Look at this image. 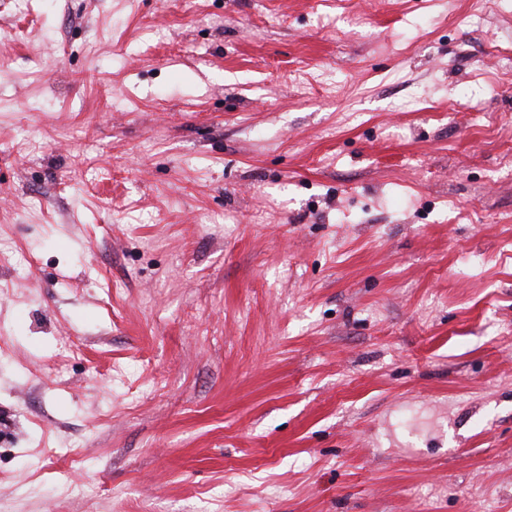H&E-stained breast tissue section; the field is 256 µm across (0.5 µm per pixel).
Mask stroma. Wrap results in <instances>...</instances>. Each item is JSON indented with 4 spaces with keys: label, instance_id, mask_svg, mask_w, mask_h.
<instances>
[{
    "label": "stroma",
    "instance_id": "stroma-1",
    "mask_svg": "<svg viewBox=\"0 0 512 512\" xmlns=\"http://www.w3.org/2000/svg\"><path fill=\"white\" fill-rule=\"evenodd\" d=\"M512 512V0H0V512Z\"/></svg>",
    "mask_w": 512,
    "mask_h": 512
}]
</instances>
